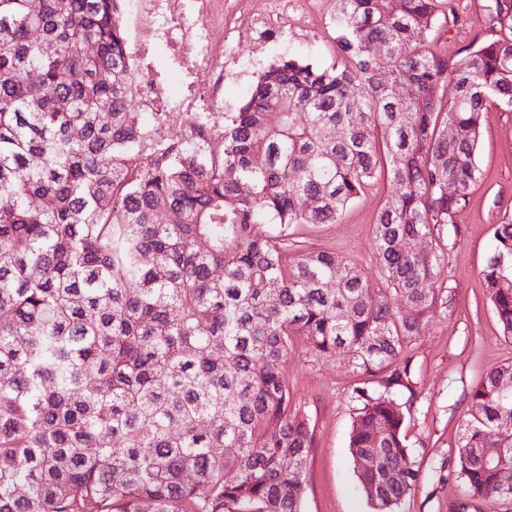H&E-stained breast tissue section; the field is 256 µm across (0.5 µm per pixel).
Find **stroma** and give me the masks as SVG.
I'll use <instances>...</instances> for the list:
<instances>
[{
  "instance_id": "1",
  "label": "stroma",
  "mask_w": 512,
  "mask_h": 512,
  "mask_svg": "<svg viewBox=\"0 0 512 512\" xmlns=\"http://www.w3.org/2000/svg\"><path fill=\"white\" fill-rule=\"evenodd\" d=\"M488 4L489 0H446L449 13L431 33L438 52L457 61L493 38ZM288 55L319 65L334 63L336 41L330 23L322 22L316 35L295 36L262 53L243 55L237 73L224 80L225 111H237L265 68ZM477 166L468 205L442 228L452 301L423 326L410 349L408 385L398 391L406 404V443L420 469V481L396 512H453L464 499V482L449 473L448 457L470 411V393L490 370L512 362V340L502 334L482 279L497 225L512 224V112L495 106L484 112ZM390 192V185L379 181L336 223L290 226L289 244L335 251L377 278L372 224ZM280 370L294 404L308 414L314 428L303 512H373L359 487L348 447L359 406L352 391L364 381V374L343 353L318 358L302 348Z\"/></svg>"
}]
</instances>
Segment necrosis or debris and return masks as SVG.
I'll use <instances>...</instances> for the list:
<instances>
[{
  "label": "necrosis or debris",
  "instance_id": "1",
  "mask_svg": "<svg viewBox=\"0 0 512 512\" xmlns=\"http://www.w3.org/2000/svg\"><path fill=\"white\" fill-rule=\"evenodd\" d=\"M317 0H264L251 20L237 27L236 42L267 46L310 31ZM134 36L131 66L141 74L140 111L216 113L224 109L221 88L236 58L216 42L224 27V0H135L128 13Z\"/></svg>",
  "mask_w": 512,
  "mask_h": 512
}]
</instances>
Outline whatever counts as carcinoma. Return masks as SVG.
I'll use <instances>...</instances> for the list:
<instances>
[{"label": "carcinoma", "mask_w": 512, "mask_h": 512, "mask_svg": "<svg viewBox=\"0 0 512 512\" xmlns=\"http://www.w3.org/2000/svg\"><path fill=\"white\" fill-rule=\"evenodd\" d=\"M441 2L336 0L341 63L277 60L224 127L188 116L189 141L129 111L120 0H0V512H303L314 431L280 373L298 339L385 373L354 389L349 448L395 512L420 471L394 389L448 304L440 227L483 112L512 110V0L454 63L430 40ZM381 179L378 279L288 250L285 228L336 223ZM482 274L512 339V224ZM448 466L467 503L512 500V363L472 391Z\"/></svg>", "instance_id": "cac0c4a2"}]
</instances>
